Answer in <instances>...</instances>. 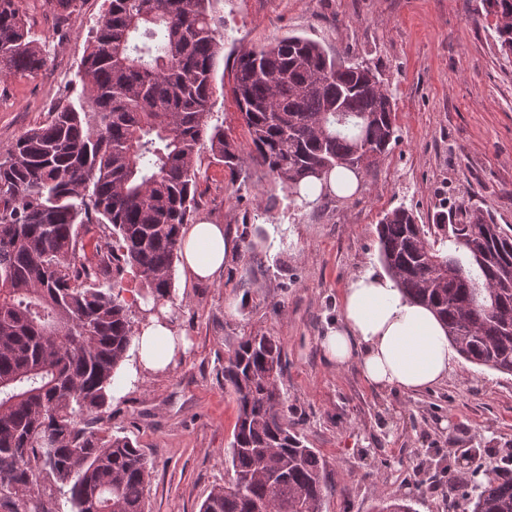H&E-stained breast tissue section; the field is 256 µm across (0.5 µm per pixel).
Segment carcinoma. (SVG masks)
I'll use <instances>...</instances> for the list:
<instances>
[{"label":"carcinoma","instance_id":"carcinoma-1","mask_svg":"<svg viewBox=\"0 0 512 512\" xmlns=\"http://www.w3.org/2000/svg\"><path fill=\"white\" fill-rule=\"evenodd\" d=\"M218 0H105L79 71L97 107L68 103L0 149V494L50 477L72 512H145L150 471L137 443L103 426L137 325L119 284L131 269L153 306L172 298L181 231L195 205L202 146L234 171L241 149L209 125L222 46ZM512 56V0H483ZM47 63L28 0H0V79ZM233 95L249 156L288 187L336 168L369 170L396 140L381 73L319 43L284 37L241 52ZM109 225V239L93 225ZM379 259L405 295L434 311L469 363L512 375V225L462 204L433 224L404 206L376 227ZM281 346L250 336L224 361L238 415L233 476L200 512H323L325 462L288 423L277 380ZM463 483L472 512H512V472ZM380 512H415L391 494Z\"/></svg>","mask_w":512,"mask_h":512}]
</instances>
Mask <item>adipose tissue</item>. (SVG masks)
Returning <instances> with one entry per match:
<instances>
[{
	"mask_svg": "<svg viewBox=\"0 0 512 512\" xmlns=\"http://www.w3.org/2000/svg\"><path fill=\"white\" fill-rule=\"evenodd\" d=\"M233 249L220 224L203 222L185 229L182 268L197 279H214ZM138 361H124L117 377L126 383L137 367L163 369L174 357L170 328L152 323L133 339ZM332 361L355 363L373 387L419 392L443 380L457 365L458 354L445 329L427 307L411 302L386 273L356 277L343 298L342 320L322 341Z\"/></svg>",
	"mask_w": 512,
	"mask_h": 512,
	"instance_id": "1",
	"label": "adipose tissue"
}]
</instances>
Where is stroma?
Listing matches in <instances>:
<instances>
[{
  "mask_svg": "<svg viewBox=\"0 0 512 512\" xmlns=\"http://www.w3.org/2000/svg\"><path fill=\"white\" fill-rule=\"evenodd\" d=\"M218 9L227 88L243 48L306 37L378 67L398 138L361 171L356 194L308 207L256 161L233 174L202 147L192 221L223 225L236 248L211 281L175 268L162 312L174 315L185 348L114 395L105 425L148 461V512H200L228 477L238 406L224 361L245 338L265 335L283 348L288 420L326 463L324 512H376L396 491L416 512H465L442 469L512 457V376L462 360L426 390H382L356 365L330 361L321 340L340 323L350 282L382 268L376 224L385 211L402 205L428 224L465 202L512 224V58L500 53L482 0H219ZM104 12V0H81L53 38L48 0H30L48 61L36 76L0 83V146L46 123L55 100L94 112L78 72Z\"/></svg>",
  "mask_w": 512,
  "mask_h": 512,
  "instance_id": "1",
  "label": "stroma"
}]
</instances>
